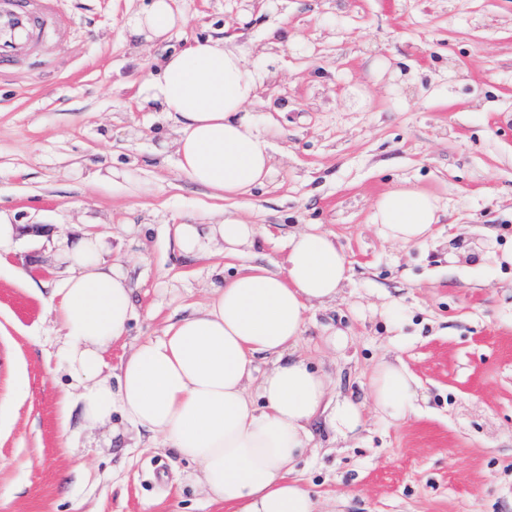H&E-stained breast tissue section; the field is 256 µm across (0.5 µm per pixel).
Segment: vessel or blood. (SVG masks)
<instances>
[{"instance_id": "vessel-or-blood-1", "label": "vessel or blood", "mask_w": 512, "mask_h": 512, "mask_svg": "<svg viewBox=\"0 0 512 512\" xmlns=\"http://www.w3.org/2000/svg\"><path fill=\"white\" fill-rule=\"evenodd\" d=\"M48 20L57 28L65 26L64 19L54 12L53 0H0V70L20 57L42 52L38 34L42 22Z\"/></svg>"}]
</instances>
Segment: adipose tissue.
I'll use <instances>...</instances> for the list:
<instances>
[{
    "mask_svg": "<svg viewBox=\"0 0 512 512\" xmlns=\"http://www.w3.org/2000/svg\"><path fill=\"white\" fill-rule=\"evenodd\" d=\"M174 2L152 0L128 15L130 37L163 42L182 19ZM263 85V72L242 50L208 38L164 55L135 99L139 110L172 123L182 175L224 200L250 194L275 169L271 143L250 110ZM441 215L439 198L402 186L376 200L371 219L384 239L410 245L424 242ZM259 234L222 209L170 229L184 258L234 257ZM287 248L283 272L249 266L212 283L205 304L167 324L161 337L137 343L113 373L104 354L127 336L135 314L127 276L97 233L58 250L68 276L53 313L84 419L104 425L117 413L137 436L174 448L197 465L199 493L228 512H320L294 476L311 427L324 419L335 442L362 425L361 406L329 398L327 374L294 354L307 311L344 292V253L316 224L289 235ZM259 355L274 359L267 372L255 365ZM370 390L382 417L403 420L415 410V380L397 362L374 366Z\"/></svg>",
    "mask_w": 512,
    "mask_h": 512,
    "instance_id": "obj_1",
    "label": "adipose tissue"
}]
</instances>
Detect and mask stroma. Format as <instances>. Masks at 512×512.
<instances>
[{
    "label": "stroma",
    "mask_w": 512,
    "mask_h": 512,
    "mask_svg": "<svg viewBox=\"0 0 512 512\" xmlns=\"http://www.w3.org/2000/svg\"><path fill=\"white\" fill-rule=\"evenodd\" d=\"M150 0H57L41 67L0 78V209L20 226L0 259V512H225L200 502L171 450L88 427L63 411L74 381L52 308L67 276L61 241L87 222L105 234L135 290L131 340L160 336L204 300L208 260L177 257L168 229L212 208L264 231L234 266L279 272L289 233L336 236L349 281L306 315L299 353L334 398L364 406L358 434L322 425L297 477L338 512H512V0H177L183 25L134 44L128 13ZM223 37L259 64L276 99L251 110L276 167L252 195L218 201L181 174L173 132L135 106L137 80L164 54ZM111 167L130 180L87 182ZM411 185L444 216L403 246L371 222L376 199ZM488 250L461 260L456 240ZM404 315L390 331L378 309ZM342 330L346 344L326 347ZM417 382L416 414L378 415L381 357Z\"/></svg>",
    "instance_id": "stroma-1"
}]
</instances>
